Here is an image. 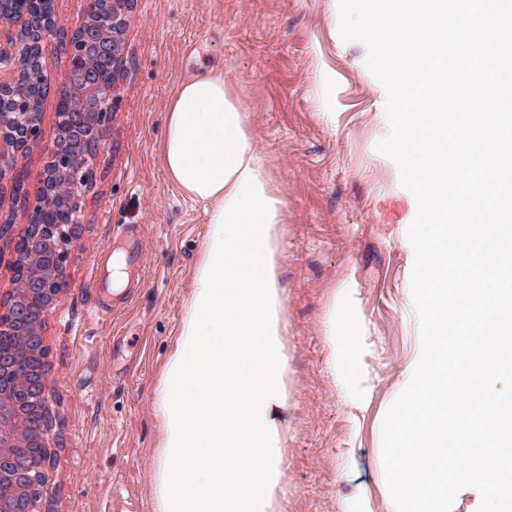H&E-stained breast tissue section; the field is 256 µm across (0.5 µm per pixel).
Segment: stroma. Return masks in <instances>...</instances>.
I'll return each instance as SVG.
<instances>
[{"mask_svg": "<svg viewBox=\"0 0 512 512\" xmlns=\"http://www.w3.org/2000/svg\"><path fill=\"white\" fill-rule=\"evenodd\" d=\"M330 0H132L123 10L119 102L77 200L67 286L42 323L53 431L37 512H157L156 413L170 349L208 226L159 160L170 99L191 73H223L285 200L279 227L285 409L275 512H390L382 427L419 352L408 228L415 197L377 151L390 131L367 48L331 35ZM40 136L21 160L42 187L57 138L67 55L49 50ZM0 175V316L15 289L29 216ZM137 229L143 263L126 300L93 283L113 227ZM335 324L340 355L326 336Z\"/></svg>", "mask_w": 512, "mask_h": 512, "instance_id": "1", "label": "stroma"}]
</instances>
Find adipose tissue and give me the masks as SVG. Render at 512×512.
<instances>
[{
  "label": "adipose tissue",
  "instance_id": "ef3b65f1",
  "mask_svg": "<svg viewBox=\"0 0 512 512\" xmlns=\"http://www.w3.org/2000/svg\"><path fill=\"white\" fill-rule=\"evenodd\" d=\"M162 165L209 229L157 412L158 512H272L285 405L278 226L284 200L223 73L184 80Z\"/></svg>",
  "mask_w": 512,
  "mask_h": 512
}]
</instances>
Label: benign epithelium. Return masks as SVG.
Returning <instances> with one entry per match:
<instances>
[{
    "mask_svg": "<svg viewBox=\"0 0 512 512\" xmlns=\"http://www.w3.org/2000/svg\"><path fill=\"white\" fill-rule=\"evenodd\" d=\"M10 0H0V19L23 21L20 38L7 37L0 46V171L13 168L18 153L39 137V114L6 112L5 106L17 94H24L36 106H41L49 89L48 63L44 45L51 37L60 36L55 10L43 19L24 12L7 13ZM96 12L102 20L117 19L118 12L129 0H97ZM65 52L86 66L99 58L120 59V45L112 35L103 32L91 40L87 26H82L64 42ZM27 66L28 79L19 83L15 68ZM116 84L99 79L96 83L73 85L75 101L70 120L77 130L86 124L102 131L112 115L116 102ZM81 181L70 154L57 148L50 152L43 186L35 201L24 195L12 196L14 202L31 211L23 239L41 244L51 259L31 250L15 253V291L7 320L0 322V334L14 336L19 348H0V512H35L27 499L37 490L38 480L32 474L28 449L46 447L50 428L33 429L28 425L30 413L41 404L48 387L46 376L38 371L18 370V349L27 353L45 351L41 334L45 313L53 305V286L65 280L69 258L66 242L82 224L76 201ZM62 200L69 205L68 224H47L35 219L50 202Z\"/></svg>",
    "mask_w": 512,
    "mask_h": 512,
    "instance_id": "obj_1",
    "label": "benign epithelium"
}]
</instances>
